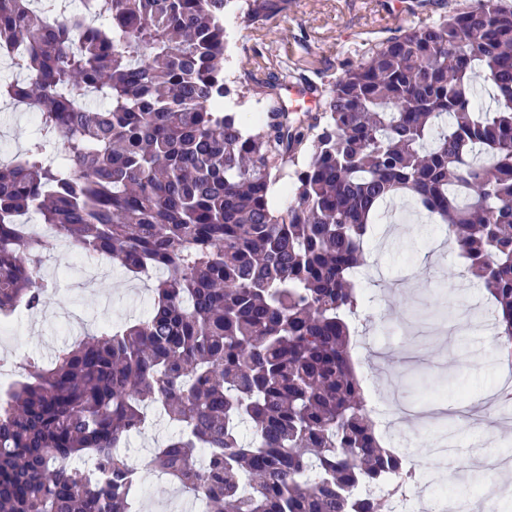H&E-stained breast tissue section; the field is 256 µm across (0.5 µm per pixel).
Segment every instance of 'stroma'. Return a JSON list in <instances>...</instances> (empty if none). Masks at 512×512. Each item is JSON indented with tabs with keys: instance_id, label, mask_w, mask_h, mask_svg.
Returning a JSON list of instances; mask_svg holds the SVG:
<instances>
[{
	"instance_id": "1",
	"label": "stroma",
	"mask_w": 512,
	"mask_h": 512,
	"mask_svg": "<svg viewBox=\"0 0 512 512\" xmlns=\"http://www.w3.org/2000/svg\"><path fill=\"white\" fill-rule=\"evenodd\" d=\"M430 7L408 8L406 0H291L286 15L261 22L267 38L243 29L236 16L224 19L229 34L228 78L239 79L249 62L263 65L237 112L253 118L271 101L270 73L289 70L302 83L321 84L335 77L364 43L383 39L398 28L416 26ZM37 133L27 112L0 101V155L11 158ZM397 202L382 219L383 234L366 246L379 255L380 273L359 280L366 302L357 335L366 337L357 370L378 393L389 390L398 373L417 372L422 384L400 385L408 408L473 405L500 381H512V366L502 363L480 318L489 305L477 297L475 279L462 276L463 261L446 236L435 234L425 215L400 222L411 210ZM46 275L56 294L35 313L12 317L10 335L0 337V355L20 360L37 355L51 361L56 352L103 324H123L143 315L149 281L112 267L90 278V264L74 248L55 244ZM472 297L467 321L446 318L449 305Z\"/></svg>"
}]
</instances>
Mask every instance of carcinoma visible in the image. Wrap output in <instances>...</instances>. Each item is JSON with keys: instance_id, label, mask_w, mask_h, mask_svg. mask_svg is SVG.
Returning <instances> with one entry per match:
<instances>
[{"instance_id": "obj_1", "label": "carcinoma", "mask_w": 512, "mask_h": 512, "mask_svg": "<svg viewBox=\"0 0 512 512\" xmlns=\"http://www.w3.org/2000/svg\"><path fill=\"white\" fill-rule=\"evenodd\" d=\"M435 6L312 87L316 111L273 103L252 131L224 111V16L249 29L288 0H0V99L40 126L0 164V315L54 287L30 213L89 258L162 269L144 318L26 358L0 408V512H140L121 449L154 411L172 434L149 469L205 512H390L356 489L412 471L350 340L381 203L447 225L512 359V4Z\"/></svg>"}]
</instances>
